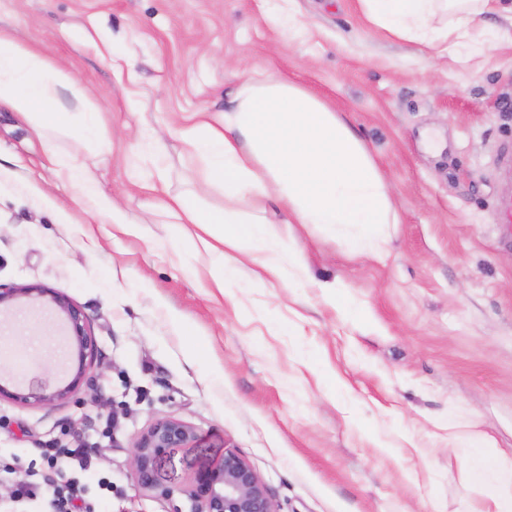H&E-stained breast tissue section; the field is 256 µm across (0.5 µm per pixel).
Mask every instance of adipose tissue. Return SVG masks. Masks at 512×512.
I'll return each mask as SVG.
<instances>
[{"mask_svg":"<svg viewBox=\"0 0 512 512\" xmlns=\"http://www.w3.org/2000/svg\"><path fill=\"white\" fill-rule=\"evenodd\" d=\"M366 20L387 33L423 44L438 56L454 55L498 0H360ZM0 107L19 113L36 136L63 127L79 142L97 135L100 112L85 86L53 65L42 52L0 32ZM184 147L202 162L201 181L224 190V210L208 212L187 197H171L161 208L179 224L202 231L221 227L216 241L245 252L254 279H282L275 258L282 243L248 214L255 201L269 200L287 223L345 234L351 251L383 259L387 227L396 214L388 183L362 140L346 120L307 90L277 77L244 79L222 112H197L176 131ZM105 223L124 227L111 195L87 163H61L58 171ZM468 472L483 482L490 512H512V465L493 460L487 435L465 442Z\"/></svg>","mask_w":512,"mask_h":512,"instance_id":"ef3b65f1","label":"adipose tissue"}]
</instances>
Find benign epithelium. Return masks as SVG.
<instances>
[{"instance_id":"obj_1","label":"benign epithelium","mask_w":512,"mask_h":512,"mask_svg":"<svg viewBox=\"0 0 512 512\" xmlns=\"http://www.w3.org/2000/svg\"><path fill=\"white\" fill-rule=\"evenodd\" d=\"M20 301L48 308L54 316L66 351L67 363L54 382L38 376L1 383L0 400L15 403L53 404L73 398L88 381L97 354V344L83 309L55 288L42 285L0 287V317L11 313ZM193 427L170 416L155 420L132 442L131 476L135 484L170 503V512H276L274 504L252 467L237 453L224 452L222 460L197 473L187 487L164 484L156 466L162 456L197 442ZM183 497L189 510L177 504Z\"/></svg>"}]
</instances>
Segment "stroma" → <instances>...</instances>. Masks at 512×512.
<instances>
[{"label":"stroma","mask_w":512,"mask_h":512,"mask_svg":"<svg viewBox=\"0 0 512 512\" xmlns=\"http://www.w3.org/2000/svg\"><path fill=\"white\" fill-rule=\"evenodd\" d=\"M0 0V30L46 54L101 110L100 146L51 129L37 138L0 110V286L59 289L97 342L92 379L53 405L0 401V512H62L51 492L26 498L25 471L57 466L84 491L81 512H169L139 490L130 445L158 418L199 438L158 467L162 482L238 453L277 512H481L467 481L471 425L512 460V41L460 60L420 51L365 19L358 0ZM276 74L349 122L388 181L398 221L386 255L351 253L256 213L301 262L282 280L212 288L220 255L134 185L168 145L166 195L224 208L176 138L182 118L220 112L243 74ZM87 161L129 232L100 223L51 170L45 149ZM56 325L26 305L0 321V379L55 376ZM93 459L74 469L68 450Z\"/></svg>","instance_id":"1"}]
</instances>
